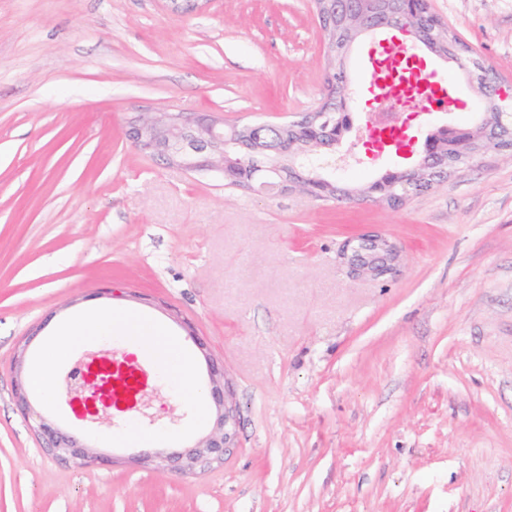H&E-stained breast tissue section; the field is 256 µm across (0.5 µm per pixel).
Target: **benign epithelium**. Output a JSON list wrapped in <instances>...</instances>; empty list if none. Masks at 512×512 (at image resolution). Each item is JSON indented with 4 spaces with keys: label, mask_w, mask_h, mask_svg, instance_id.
<instances>
[{
    "label": "benign epithelium",
    "mask_w": 512,
    "mask_h": 512,
    "mask_svg": "<svg viewBox=\"0 0 512 512\" xmlns=\"http://www.w3.org/2000/svg\"><path fill=\"white\" fill-rule=\"evenodd\" d=\"M331 15L343 17L351 29V37L338 65H328L325 70L326 93L324 100L336 99L342 106L341 117L336 127L325 133L314 125L294 124L290 126V135L281 139L279 153L288 156V169L284 174L274 169L275 176L263 183L257 182L250 168L231 154L224 152V141L234 137L251 139L255 151L263 150L253 129L224 127V121L213 118H193L184 112H156L141 114L129 124L128 136L134 147L157 154L170 164L191 171H212L232 178L234 185H244L249 190L260 192L279 188L281 190H299L312 197L325 195L333 183L342 179L326 171L310 170L309 176L295 177L291 173L296 160L310 154H321L324 149L331 151L341 147L346 136L353 129L351 112L356 103L355 85L348 70L347 61L354 45L379 32L400 29L409 35L411 46L416 49L415 60L425 55H433L443 61L447 57L441 53L435 40L423 30L443 31L441 20L429 7V0H393L389 7H381L376 0H324ZM479 98L474 104L475 123L470 128H457L441 125L439 129L454 133L459 157L449 161L442 140L427 136L420 151L414 150V142L404 133V127L394 128L396 137L382 135L373 138L371 146L377 153H395L396 156L414 161L404 167L390 169L396 181L409 193L420 194L427 190V178L459 172L464 166L478 160L488 148L474 146L477 135L490 141L501 138L496 127L489 122V115H495L499 123L512 119V86L498 78L485 79L477 84ZM391 194V187L385 181H375L364 190L357 188L338 199L350 203L370 200L380 203ZM399 251L395 244L377 234H364L344 241L340 258L353 277L368 276L381 278L393 273L398 261ZM197 346L204 352L209 372L210 394L216 413L211 432L184 453L176 456L180 462L178 471L183 475H197L213 464L224 462V449L235 439L237 410L235 405L227 403L226 387L221 382L224 368L206 353L201 341ZM65 390L72 411L80 418L92 424L109 425L112 414L108 409L119 411L130 405H144V395L134 389L129 393L118 391L101 402L87 400L80 395V388L72 383V375H67ZM34 430L49 437L44 446L45 452L63 460H71L81 466H90L101 461L92 447L80 439L56 432L44 419L35 422Z\"/></svg>",
    "instance_id": "benign-epithelium-1"
}]
</instances>
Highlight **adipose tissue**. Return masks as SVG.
Listing matches in <instances>:
<instances>
[{
	"mask_svg": "<svg viewBox=\"0 0 512 512\" xmlns=\"http://www.w3.org/2000/svg\"><path fill=\"white\" fill-rule=\"evenodd\" d=\"M114 331L141 337L147 344L165 354L173 363L174 376L190 393H197L198 388L190 377L188 366L180 356L179 342L163 328L129 310H112L74 321L63 328L54 346L68 352Z\"/></svg>",
	"mask_w": 512,
	"mask_h": 512,
	"instance_id": "ef3b65f1",
	"label": "adipose tissue"
}]
</instances>
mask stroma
<instances>
[{"label": "stroma", "instance_id": "stroma-1", "mask_svg": "<svg viewBox=\"0 0 512 512\" xmlns=\"http://www.w3.org/2000/svg\"><path fill=\"white\" fill-rule=\"evenodd\" d=\"M503 83L512 0H430ZM356 49L362 106L344 147L387 171L364 130L380 115ZM326 45L313 0H0V512H512V157L487 151L391 209L272 195L171 167L127 137L139 112L238 126L293 120L322 98ZM461 102L456 63L428 59ZM400 249L380 280L348 275L351 236ZM131 310L180 342L203 393L134 337L118 351L148 379L145 409L93 427L32 397L101 463L47 455L14 391L68 321ZM239 407L234 445L201 474L140 456L191 446L212 420L205 356ZM157 443L143 442V434Z\"/></svg>", "mask_w": 512, "mask_h": 512}]
</instances>
